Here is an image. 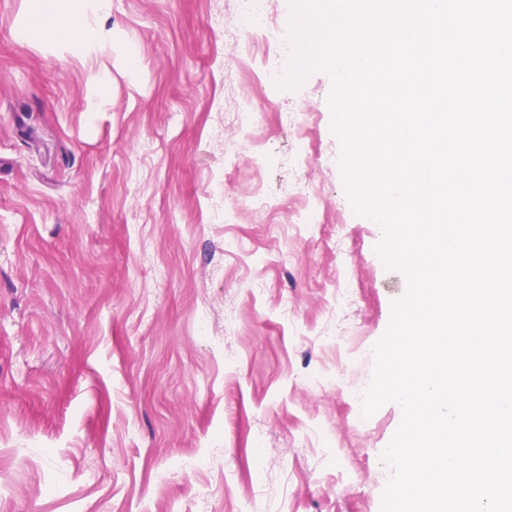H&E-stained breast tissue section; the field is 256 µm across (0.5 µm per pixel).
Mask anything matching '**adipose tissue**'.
<instances>
[{
    "label": "adipose tissue",
    "instance_id": "adipose-tissue-1",
    "mask_svg": "<svg viewBox=\"0 0 512 512\" xmlns=\"http://www.w3.org/2000/svg\"><path fill=\"white\" fill-rule=\"evenodd\" d=\"M32 29H41L54 38L77 40L88 46L97 40V32L87 23L77 0H43L40 11L19 27L23 34Z\"/></svg>",
    "mask_w": 512,
    "mask_h": 512
}]
</instances>
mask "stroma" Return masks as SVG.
<instances>
[{"label": "stroma", "mask_w": 512, "mask_h": 512, "mask_svg": "<svg viewBox=\"0 0 512 512\" xmlns=\"http://www.w3.org/2000/svg\"><path fill=\"white\" fill-rule=\"evenodd\" d=\"M94 2L89 47L19 37L39 0H0V512H380L402 409L363 417L351 391L373 357L336 346L373 348L406 282L379 226L351 219L328 75L256 87L213 22L229 0ZM244 96L258 168L219 137ZM296 105L300 132L282 119ZM292 184L322 194L312 230L289 222ZM255 185L276 211L252 210Z\"/></svg>", "instance_id": "35a3bbf8"}]
</instances>
